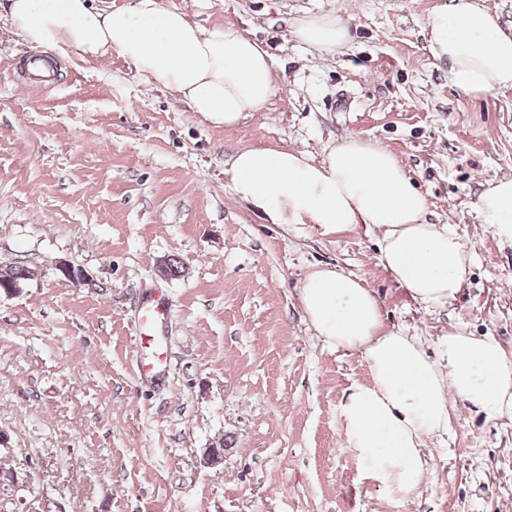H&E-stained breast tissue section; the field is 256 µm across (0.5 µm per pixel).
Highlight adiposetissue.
Masks as SVG:
<instances>
[{"label":"adipose tissue","mask_w":512,"mask_h":512,"mask_svg":"<svg viewBox=\"0 0 512 512\" xmlns=\"http://www.w3.org/2000/svg\"><path fill=\"white\" fill-rule=\"evenodd\" d=\"M1 12L28 44L60 56L86 61L118 53L218 127L260 111L274 91L272 57L261 44L232 26L203 28L165 0H131L117 11L92 0H0ZM425 27L431 53L447 61L460 94L482 99L512 88V34L480 0H448ZM291 34L332 55L349 28L336 13H307ZM232 185L277 224L364 225L378 236L381 265L423 307L448 304L469 277L471 259L453 226L428 223L426 196L377 142L349 136L318 163L295 149L245 148L233 159ZM476 211L512 240V178L481 193ZM298 295L317 336L336 349L360 350L367 363L369 384L354 386L342 406L362 479L414 495L430 471L426 440L450 430V398L488 419L512 421V357L495 337L455 327L428 352L419 337L385 328L375 294L332 268L310 273Z\"/></svg>","instance_id":"1"}]
</instances>
